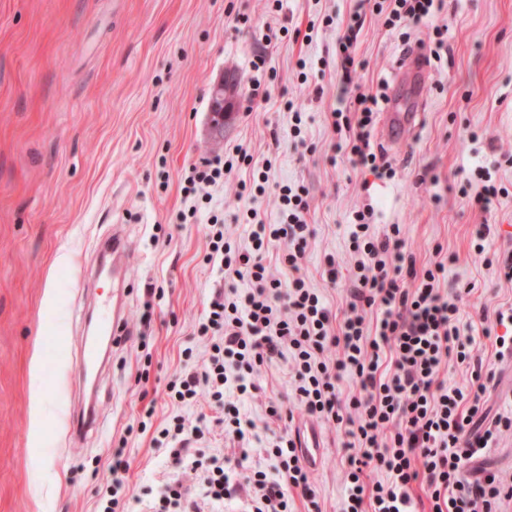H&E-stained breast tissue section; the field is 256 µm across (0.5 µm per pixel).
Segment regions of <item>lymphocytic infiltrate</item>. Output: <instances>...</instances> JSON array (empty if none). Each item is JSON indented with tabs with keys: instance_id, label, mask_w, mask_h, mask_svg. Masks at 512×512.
<instances>
[{
	"instance_id": "f902f5d3",
	"label": "lymphocytic infiltrate",
	"mask_w": 512,
	"mask_h": 512,
	"mask_svg": "<svg viewBox=\"0 0 512 512\" xmlns=\"http://www.w3.org/2000/svg\"><path fill=\"white\" fill-rule=\"evenodd\" d=\"M444 0H358L337 39L340 80L353 94L334 109L331 126L339 134L336 150L354 167L376 178L393 176L383 154L374 151L371 133L381 110L379 97L353 90L354 47L366 11L383 15L385 26L409 40L412 25L431 18ZM234 159L217 155L190 165L186 195L210 200L235 163L251 157L236 148ZM281 221L256 222L246 245L232 243L218 215L207 219V262L218 264L236 285L218 292L197 333L206 340L202 369L171 380L168 390L178 406L207 399L224 414V433L244 438L248 420L239 400L251 395L257 367L281 360L289 367L295 399L317 420L345 426L347 469L342 512H503L512 501V480L473 460L512 432V412L487 418L485 395L491 378L471 337L459 322V307L441 294L444 262L417 269L399 225L376 235L373 210H360L348 227L356 257L349 281V312L343 319L326 307L323 294L300 273L312 235L305 214L304 187H282ZM287 277L272 274L263 255L276 242ZM470 372L466 387L441 379L447 365ZM351 380L356 394L342 395ZM270 471L252 470L231 481L230 460L216 452L189 463L201 483L200 499L216 504L245 487L254 497L250 512H291L290 494L314 501L302 450L292 438L267 448Z\"/></svg>"
}]
</instances>
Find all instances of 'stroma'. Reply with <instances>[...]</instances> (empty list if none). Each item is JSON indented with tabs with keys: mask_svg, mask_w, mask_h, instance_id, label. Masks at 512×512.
<instances>
[{
	"mask_svg": "<svg viewBox=\"0 0 512 512\" xmlns=\"http://www.w3.org/2000/svg\"><path fill=\"white\" fill-rule=\"evenodd\" d=\"M353 0H0V512H99L112 450L130 464L118 496L127 512H147L166 484L184 479L154 440L172 412L167 384L185 366V348L205 358L196 328L226 282L207 264L206 217L171 218L188 209V167L243 147L251 164L235 165L214 198L235 241L246 212L279 220L281 186L307 190L313 232L301 272L343 316L354 263L343 227L374 209V230L397 224L416 259L430 267L453 254L440 291L460 303L461 323L493 378L492 413L512 408V360L498 359L483 330L512 307V282L485 255L512 251V0H446L441 13L411 27V42L446 28L440 64L421 94L392 79L408 51L381 17L367 15L355 47L358 83L388 93L399 109L417 105L418 129L400 148L383 147L393 178L379 180L336 154L328 115L338 105L336 40ZM248 17V27L234 15ZM277 32L264 45L267 29ZM311 31V40L301 32ZM266 51L267 63L253 61ZM225 73L237 80L236 114L224 145L210 140V94ZM268 98L252 100L254 88ZM293 110H286V103ZM301 111L294 121L293 111ZM272 169L265 193L237 200L234 187ZM492 182L500 194L491 215L469 198ZM489 223L484 251L475 230ZM124 229L131 253L125 284L101 276L97 294L119 301L125 333L87 328L88 278L95 239ZM339 262L329 282L325 255ZM109 353L101 371L76 378L85 341ZM257 390L243 409L255 423L245 445L225 439L206 402L182 407L194 429L192 452L219 449L242 469H264L265 443L314 425L321 446L311 484L322 512H339L347 441L344 429L296 412L277 419L269 406L293 408L282 362L254 375ZM47 401L32 424L31 389ZM94 406L100 425L85 441L69 439L72 411Z\"/></svg>",
	"mask_w": 512,
	"mask_h": 512,
	"instance_id": "1",
	"label": "stroma"
}]
</instances>
